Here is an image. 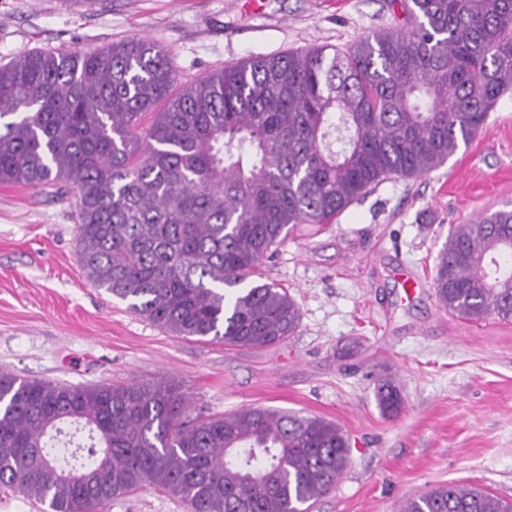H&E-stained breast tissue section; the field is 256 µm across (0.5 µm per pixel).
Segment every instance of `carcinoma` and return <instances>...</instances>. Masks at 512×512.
<instances>
[{
  "instance_id": "1",
  "label": "carcinoma",
  "mask_w": 512,
  "mask_h": 512,
  "mask_svg": "<svg viewBox=\"0 0 512 512\" xmlns=\"http://www.w3.org/2000/svg\"><path fill=\"white\" fill-rule=\"evenodd\" d=\"M392 4L410 27L180 87L148 39L24 51L0 65V185L74 195L85 277L171 335L282 342L300 310L261 268L288 234L442 167L512 89V0ZM434 284L449 313L511 323L512 209L451 225ZM376 396L402 409L391 378H376ZM188 411L166 381L68 386L1 370L0 484L50 512H103L146 487L190 512H309L350 461L342 428L320 417ZM400 512H512V501L450 482Z\"/></svg>"
}]
</instances>
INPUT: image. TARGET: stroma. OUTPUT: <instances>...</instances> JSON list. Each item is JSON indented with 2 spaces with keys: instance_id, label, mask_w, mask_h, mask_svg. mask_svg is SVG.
<instances>
[{
  "instance_id": "35a3bbf8",
  "label": "stroma",
  "mask_w": 512,
  "mask_h": 512,
  "mask_svg": "<svg viewBox=\"0 0 512 512\" xmlns=\"http://www.w3.org/2000/svg\"><path fill=\"white\" fill-rule=\"evenodd\" d=\"M406 19L389 0H0V64L25 50L99 51L146 37L170 52L177 82L240 60L344 49ZM512 206V90L484 129L430 174L392 179L335 223L290 234L263 267L297 303L283 343L234 348L186 340L131 312L80 267L74 199L0 186V370L71 385H178L191 416L262 406L319 416L350 439V464L311 512H399L442 483L512 499V322L448 314L433 285L448 227ZM416 283L405 293L402 276ZM357 342L353 356L339 350ZM400 389L384 413L374 380ZM105 512H188L164 490Z\"/></svg>"
}]
</instances>
